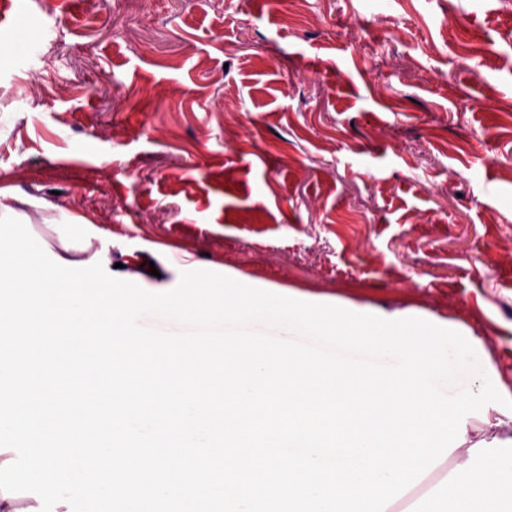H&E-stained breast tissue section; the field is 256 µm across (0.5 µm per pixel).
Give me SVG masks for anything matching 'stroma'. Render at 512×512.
<instances>
[{
  "instance_id": "35a3bbf8",
  "label": "stroma",
  "mask_w": 512,
  "mask_h": 512,
  "mask_svg": "<svg viewBox=\"0 0 512 512\" xmlns=\"http://www.w3.org/2000/svg\"><path fill=\"white\" fill-rule=\"evenodd\" d=\"M130 4L0 11V189L168 280L206 254L461 322L512 388V0ZM29 19L71 47L31 74Z\"/></svg>"
}]
</instances>
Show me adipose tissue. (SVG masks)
Returning <instances> with one entry per match:
<instances>
[{"instance_id":"1","label":"adipose tissue","mask_w":512,"mask_h":512,"mask_svg":"<svg viewBox=\"0 0 512 512\" xmlns=\"http://www.w3.org/2000/svg\"><path fill=\"white\" fill-rule=\"evenodd\" d=\"M509 493L512 469L494 461L479 468L448 470L439 465L386 512H502V500Z\"/></svg>"}]
</instances>
